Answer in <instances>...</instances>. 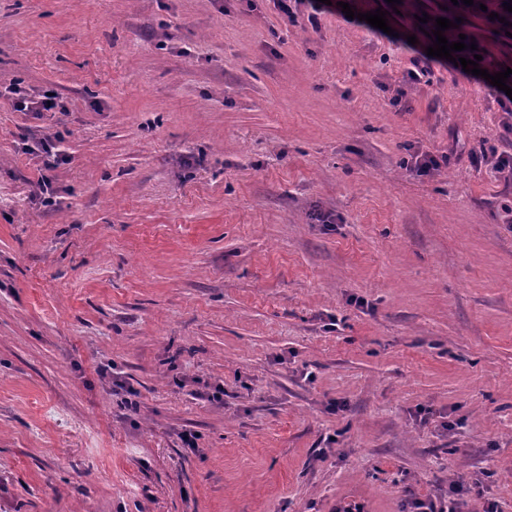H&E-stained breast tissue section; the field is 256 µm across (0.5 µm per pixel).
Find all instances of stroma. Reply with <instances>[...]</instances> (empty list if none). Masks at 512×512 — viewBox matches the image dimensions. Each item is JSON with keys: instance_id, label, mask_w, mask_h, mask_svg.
<instances>
[{"instance_id": "1", "label": "stroma", "mask_w": 512, "mask_h": 512, "mask_svg": "<svg viewBox=\"0 0 512 512\" xmlns=\"http://www.w3.org/2000/svg\"><path fill=\"white\" fill-rule=\"evenodd\" d=\"M348 2L0 0V91L66 106L0 99V512H407L462 474L512 512V179L469 161L512 155L507 96L445 59L392 101L435 18L491 73L512 34ZM276 6L280 13L284 14L294 21L297 13L304 7L308 12L307 18L311 24L316 22L317 14L321 13L326 4L318 2V0H275ZM9 93L6 100L17 112H33L35 115H40L42 112L65 111L62 97L52 88L31 92L24 87L16 86L10 88ZM48 93H52V96H48ZM56 141H58V135L48 132L43 137L33 141L34 148H25L28 152L40 158V170L43 172L50 173L61 163L62 156L57 150Z\"/></svg>"}]
</instances>
